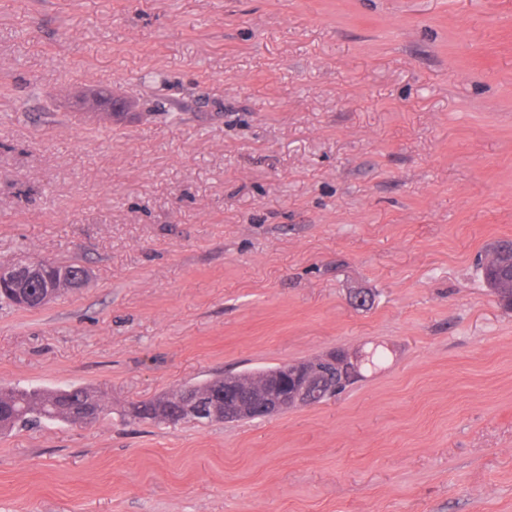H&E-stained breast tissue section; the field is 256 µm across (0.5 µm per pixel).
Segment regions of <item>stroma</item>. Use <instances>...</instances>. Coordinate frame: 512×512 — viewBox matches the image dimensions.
<instances>
[{
    "mask_svg": "<svg viewBox=\"0 0 512 512\" xmlns=\"http://www.w3.org/2000/svg\"><path fill=\"white\" fill-rule=\"evenodd\" d=\"M137 102L87 122L77 96ZM512 0H0V512H512ZM384 347L339 397L154 425L130 402ZM482 275L487 287L495 294L497 288H506L512 295V241L502 240L492 245L485 253ZM39 264L40 263H38V261H18L7 265L0 264V283L7 281L17 284L20 287H24L28 281L39 277ZM59 265L61 264L46 263L44 266L45 276L42 277L41 280L30 282L26 285L27 288H11L10 286H3L4 291L0 292L1 302L4 301L19 308H22L23 306L24 309L33 310L39 309L56 299L63 290L70 288L69 284L73 279L70 271L64 267L59 269L54 282L46 288H43L40 297L37 300L23 303L25 300L33 298L40 288L46 286L47 281L52 280L56 272V266ZM61 266L68 267L74 271L75 278L78 276V273L87 271L84 266L77 262H71ZM104 411L101 399L84 387L45 390L41 388H0V434L27 427L42 420L77 423V410ZM91 420V421H92Z\"/></svg>",
    "mask_w": 512,
    "mask_h": 512,
    "instance_id": "obj_1",
    "label": "stroma"
}]
</instances>
